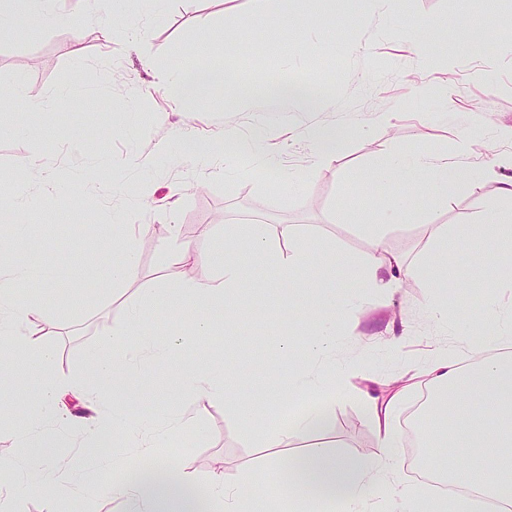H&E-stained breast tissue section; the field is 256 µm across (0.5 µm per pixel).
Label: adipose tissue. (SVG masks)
<instances>
[{
	"label": "adipose tissue",
	"mask_w": 512,
	"mask_h": 512,
	"mask_svg": "<svg viewBox=\"0 0 512 512\" xmlns=\"http://www.w3.org/2000/svg\"><path fill=\"white\" fill-rule=\"evenodd\" d=\"M60 0H0V31L14 29L19 23L37 26L57 23L73 24L72 16L58 9ZM222 70L204 62L180 66L163 78L180 99L202 102L207 89L223 82ZM429 174L434 195H453L467 177V169L448 163L421 150H405L392 155L390 161L374 174L375 180L415 182L420 174ZM237 237L247 241L258 257L272 261L281 269L280 283L288 285L306 268L310 253L295 224L281 225L279 232H270L265 224H244ZM494 242L491 251L477 247L476 261L493 263L499 268L503 284L512 285V225L495 224L486 233ZM434 247L420 268H413L404 259L392 255L384 238H377L372 254L356 263H348L349 274L359 277L366 287L379 293L398 288L405 280L422 276L426 288L443 287L448 282V254L460 242L476 241L471 225L459 224L436 229L432 234ZM293 243L289 254H282L280 241ZM244 276L243 268L232 257H225L224 269L212 279L201 281L182 279L179 292L186 302L209 301L213 306L224 302V291L236 287ZM29 277L27 268H0V347L11 355L9 366L0 365V391L21 392L30 419L40 423L66 413L63 399L71 395L83 397L91 385L81 379L64 380L52 371L53 354L46 342L28 331L35 313L34 307L19 299L17 291ZM314 326L304 339L286 340L287 352L303 353L306 367L286 379L282 394L296 398L329 390L331 395L345 391L335 382L336 322L346 310L348 301L338 294L334 278L317 281ZM211 321L205 316L193 317L188 329L178 332L166 342L154 341L146 324L144 312L130 315L129 322L119 328L118 338L104 341L101 351L91 359L97 379L120 389L123 378L132 370L136 356L154 362L188 351L197 336L207 334ZM471 363L461 367L450 353H436L419 377L432 387L440 403L439 410L426 421V433L449 447L464 449L463 461L448 460L443 475L458 490L457 496L430 495L419 487L399 482L398 450L403 437L393 423V413L400 401V392L379 395L371 391L361 394L367 416L377 436L378 453L368 462L338 453L328 452L318 444L292 456L284 457L279 466L280 476L296 475L294 488L289 489L288 512H305L311 489H319L324 500L337 512H367L374 491L396 497L398 512H477V505L489 501L498 512H512V312L502 313L488 306L482 324L467 339L461 341ZM38 374V388L21 387L20 381L29 374ZM187 398L210 404L228 400L223 377L219 372L187 371L184 379ZM483 395L486 409L476 411L471 400ZM126 428L130 440L142 450L153 448L152 422L141 418L130 420L128 402L113 401L110 413L104 414L94 428L85 432L83 442L92 446L108 439L116 428ZM21 457L0 462V474L12 481V491L27 489L47 491L57 498L71 495L74 487L83 488L99 483L103 462H87L74 457L59 461L53 454L58 446L54 429L39 434L18 433ZM120 476L105 492L121 506V512H193L187 491L197 483L196 476L179 471L176 465H164L156 471L129 474L120 467Z\"/></svg>",
	"instance_id": "ef3b65f1"
}]
</instances>
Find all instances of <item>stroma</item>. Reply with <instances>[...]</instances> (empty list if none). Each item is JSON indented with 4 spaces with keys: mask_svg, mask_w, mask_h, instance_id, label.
Returning <instances> with one entry per match:
<instances>
[{
    "mask_svg": "<svg viewBox=\"0 0 512 512\" xmlns=\"http://www.w3.org/2000/svg\"><path fill=\"white\" fill-rule=\"evenodd\" d=\"M96 7L100 22L79 29L21 28L0 37V86L19 87L30 99L74 83L85 90L72 109L0 112V201L25 196L14 218L24 234L16 236L12 227L0 233V265L26 266L21 298L49 303L41 320L50 331L56 375L85 377L92 351L131 307H144L161 339L188 324L178 301L181 274L169 269L163 251L169 225H178L180 242L199 255L188 272L200 280L213 277L226 247L236 246L245 278L224 297L238 313L235 333L225 334L224 314L215 312L210 335L198 337L193 350L164 366H139L126 389L136 396L131 418L152 417L164 434L154 455L168 453L170 462L196 474L200 496H207L213 474L237 482L247 495L254 479L274 482L269 464L279 451L265 441L281 422L264 418L243 432L224 405L184 399L183 372L221 365L237 400L265 406L271 378L302 362L283 345L306 336L312 324V281L326 275L329 262L341 267L374 249L353 212L409 197L415 219L387 225L384 236L389 250L412 264L432 249L433 229L470 224L482 231L495 220L498 192L490 174L512 156V32L501 27L512 18V0H394L384 19L362 16V0L334 8L326 0H291L296 29L284 21L277 0H167L160 9L143 0H98ZM357 14L362 20L350 28ZM434 19L471 21L487 33L459 49L431 42L430 55L445 64L424 74L405 34L414 23ZM131 25L141 30L134 43L125 35ZM197 59L223 66L233 79L215 88L206 105L177 103L156 75ZM424 79L433 87L427 94L419 90ZM280 81L311 83L318 108L300 112L269 102L266 87ZM243 95L252 98V108L232 109L231 101ZM259 126L269 131L260 149L273 157L274 168L246 161L219 170L225 131L244 137ZM317 130L339 134L326 147L324 164L316 161L323 148L313 136ZM74 131L85 151H68ZM465 135L472 141L462 154L457 144ZM162 140L165 152L155 153ZM402 148L447 156L469 168L472 180L443 201L422 183L371 181ZM29 158L53 174V183L20 175ZM116 212L149 227L135 240L140 276L128 284L111 277L123 261L117 240L127 233L113 225ZM254 221L296 224L316 240L307 279L276 294L253 287V279L278 273L230 235L236 225ZM448 271L454 281L432 297L416 280L378 295L337 273V288L365 306L344 317L336 335L346 393L330 407L343 453L369 459L377 451L360 389L373 380L407 387L394 415L397 429L407 432L412 415L426 408V386L411 378L447 344L452 325L461 319L478 325L489 302L512 308V288L501 287L494 265H472L468 244L449 253ZM465 288L480 289L481 301L459 307ZM187 411L198 414L199 425L169 431ZM28 424L17 396L0 398V457H18L16 432ZM399 453V481L423 486L431 466L448 455L415 444Z\"/></svg>",
    "mask_w": 512,
    "mask_h": 512,
    "instance_id": "35a3bbf8",
    "label": "stroma"
}]
</instances>
